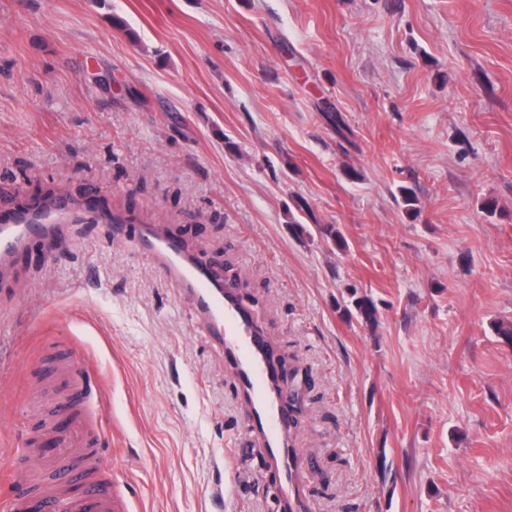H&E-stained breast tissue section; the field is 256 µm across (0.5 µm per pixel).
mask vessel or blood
Returning a JSON list of instances; mask_svg holds the SVG:
<instances>
[{
    "instance_id": "b4317fda",
    "label": "vessel or blood",
    "mask_w": 512,
    "mask_h": 512,
    "mask_svg": "<svg viewBox=\"0 0 512 512\" xmlns=\"http://www.w3.org/2000/svg\"><path fill=\"white\" fill-rule=\"evenodd\" d=\"M58 214L104 224L115 238L133 237L139 252L180 288L204 334L222 346L236 370L239 392L248 404V432L262 438L283 489L292 490L286 389L266 357L261 325L240 304L233 284L216 274L213 263L186 253L179 240L156 226L111 218L66 199L56 200L50 209L29 203L0 217V272L32 241H55ZM78 359L74 347L43 355L46 371L69 374L70 385L61 399L28 412L23 421L18 447L41 442L45 448L34 459L22 493L0 502V512H130L126 496L106 472L104 421L90 412L92 392L73 374Z\"/></svg>"
}]
</instances>
